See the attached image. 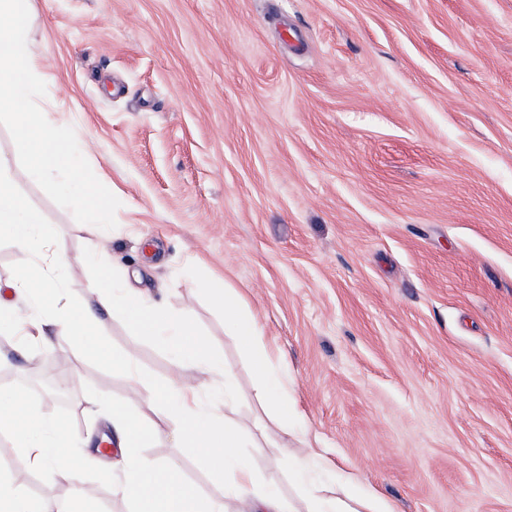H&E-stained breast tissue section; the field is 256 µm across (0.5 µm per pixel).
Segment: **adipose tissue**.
Segmentation results:
<instances>
[{
  "label": "adipose tissue",
  "instance_id": "1",
  "mask_svg": "<svg viewBox=\"0 0 512 512\" xmlns=\"http://www.w3.org/2000/svg\"><path fill=\"white\" fill-rule=\"evenodd\" d=\"M4 231L23 253L34 256L36 263L12 284L15 291L31 295L30 313L18 316L0 303V330L34 342L46 343L57 337L92 347L134 387H147L151 395L167 403V413L159 424L123 407L112 408L114 439L121 455V475L113 490L131 503L132 512H224L228 498L238 501L243 512H395L390 503L363 488L359 478L345 470L338 473L337 491L316 487L297 499L262 482L243 451L241 429L227 416L233 390L231 371L191 330L187 314L151 305L104 272L90 285L98 299L97 309L66 300L56 276L62 246L48 232L43 213L16 193L7 166L0 162V233ZM205 288L218 299L234 323L237 340L251 354L256 396L271 405L272 422L286 435L307 439V420L291 400L288 374L271 358L261 326L244 314L240 294L221 278L210 279ZM113 311L123 312L142 335L163 341L177 365L203 367L223 377V393L205 403L196 386L174 377L164 383L143 384L133 363L112 352L101 333L100 313ZM163 431L176 447L195 448L203 463L223 480V498L202 497L182 478L175 463L141 455V447ZM0 432L11 434L15 442L16 469H35L73 483L82 481L85 439L56 418L25 410L19 395L11 391H0Z\"/></svg>",
  "mask_w": 512,
  "mask_h": 512
}]
</instances>
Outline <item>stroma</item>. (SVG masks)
Listing matches in <instances>:
<instances>
[{"instance_id":"stroma-1","label":"stroma","mask_w":512,"mask_h":512,"mask_svg":"<svg viewBox=\"0 0 512 512\" xmlns=\"http://www.w3.org/2000/svg\"><path fill=\"white\" fill-rule=\"evenodd\" d=\"M47 87L38 105L72 127L120 201L108 268L150 303L185 310L231 368V419L260 476L293 496L284 459L309 482L357 474L396 512H512V0H29ZM66 249L63 288L94 304L96 226L54 203L0 125V161ZM241 289L287 369L310 426L297 441L267 419L249 354L203 289ZM113 350L151 382L177 373L167 347L104 316ZM69 359L58 406L53 374ZM5 389L90 444L81 485L31 472L47 504L90 488L97 512H130L97 449L112 413L96 393L161 421L164 402L62 342L0 334ZM323 449L332 465L310 460ZM206 498L226 499L191 448L160 435Z\"/></svg>"}]
</instances>
